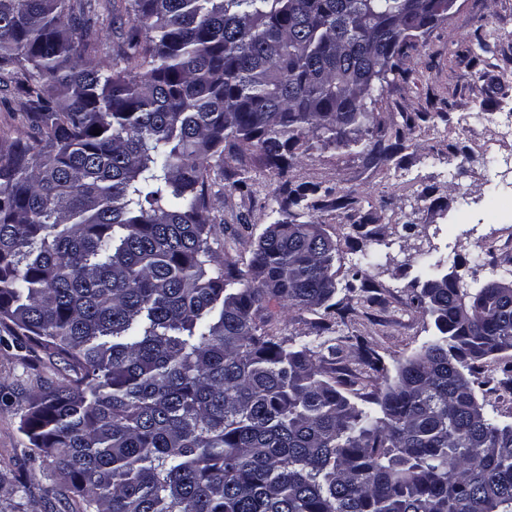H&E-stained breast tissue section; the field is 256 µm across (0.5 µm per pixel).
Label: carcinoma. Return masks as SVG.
I'll return each mask as SVG.
<instances>
[{"instance_id":"cac0c4a2","label":"carcinoma","mask_w":512,"mask_h":512,"mask_svg":"<svg viewBox=\"0 0 512 512\" xmlns=\"http://www.w3.org/2000/svg\"><path fill=\"white\" fill-rule=\"evenodd\" d=\"M123 2L105 63L95 0H0V84L38 132L0 138V329L65 363L19 430L69 512H512V423L475 389L512 351V295L433 271L416 301L436 333L361 395L376 416L256 321L336 311L319 225H269L233 293L211 246L224 141L282 172L311 136L350 141L374 90L353 73L397 70L408 0ZM317 192L282 187L290 208Z\"/></svg>"}]
</instances>
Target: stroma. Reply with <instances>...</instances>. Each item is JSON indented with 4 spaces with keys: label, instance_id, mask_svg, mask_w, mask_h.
Segmentation results:
<instances>
[{
    "label": "stroma",
    "instance_id": "stroma-1",
    "mask_svg": "<svg viewBox=\"0 0 512 512\" xmlns=\"http://www.w3.org/2000/svg\"><path fill=\"white\" fill-rule=\"evenodd\" d=\"M96 19L99 56L108 61L131 20L116 16L111 0H99ZM368 109L369 130L357 141L335 147L314 136L291 158L287 178L320 187L310 208L288 209L283 177L247 141L227 139L224 161L207 181L212 247L237 278H248L268 225L317 224L335 243L337 318L321 308L285 313L274 305L262 316L290 346L318 352L349 397L395 380L400 364L434 335L415 303L425 263H441L472 290L512 281V140L500 141L495 164L484 162L485 143L512 110V0H454L443 21L411 38ZM382 137L399 150L375 156ZM491 193L498 198L492 211L485 204ZM356 280L365 290H350ZM357 336L380 356L385 380L352 348ZM510 361L512 352L479 366L489 383L486 409L504 423L512 422ZM64 374L62 362L17 348L0 331V512H68L18 429L38 378Z\"/></svg>",
    "mask_w": 512,
    "mask_h": 512
}]
</instances>
